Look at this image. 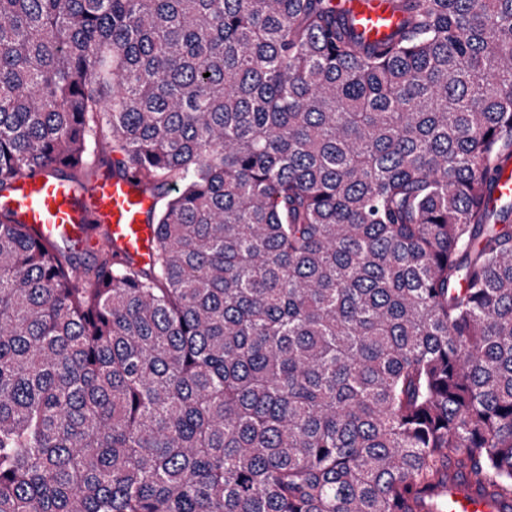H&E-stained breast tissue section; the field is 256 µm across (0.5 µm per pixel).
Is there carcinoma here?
I'll use <instances>...</instances> for the list:
<instances>
[{
    "instance_id": "obj_1",
    "label": "carcinoma",
    "mask_w": 512,
    "mask_h": 512,
    "mask_svg": "<svg viewBox=\"0 0 512 512\" xmlns=\"http://www.w3.org/2000/svg\"><path fill=\"white\" fill-rule=\"evenodd\" d=\"M392 2L0 0V194L159 204L92 277L0 211V512L512 498V0ZM388 0H338L336 5L350 8L356 29L366 41L381 39L397 25L399 17L391 11ZM343 2V3H341ZM443 493L447 494L448 507L441 512H509L512 507V502H507L506 506L492 502L480 489L468 484L458 474L448 476V484L438 490V494Z\"/></svg>"
}]
</instances>
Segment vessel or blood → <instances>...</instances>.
I'll use <instances>...</instances> for the list:
<instances>
[{"mask_svg":"<svg viewBox=\"0 0 512 512\" xmlns=\"http://www.w3.org/2000/svg\"><path fill=\"white\" fill-rule=\"evenodd\" d=\"M356 20L365 40L381 39L397 25L399 18L388 0H342ZM154 206L151 197L128 178L101 177L82 195L49 173L36 170L16 182L12 192L0 195V209L10 208L18 223L37 238L78 237L93 241L90 223L106 225L109 244L116 257H132L142 264L152 260L155 228L148 222ZM446 512H502L475 486L456 474L449 475L443 489Z\"/></svg>","mask_w":512,"mask_h":512,"instance_id":"b4317fda","label":"vessel or blood"}]
</instances>
